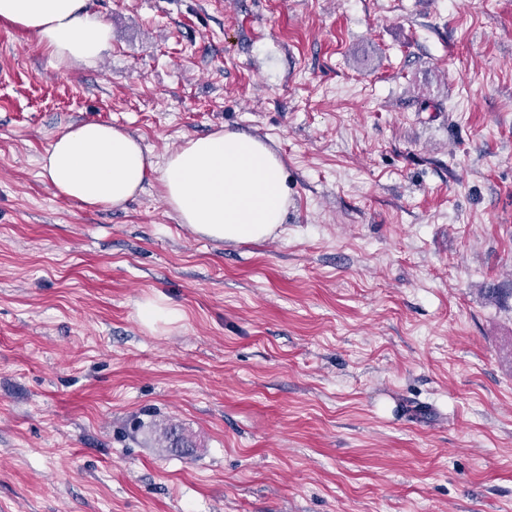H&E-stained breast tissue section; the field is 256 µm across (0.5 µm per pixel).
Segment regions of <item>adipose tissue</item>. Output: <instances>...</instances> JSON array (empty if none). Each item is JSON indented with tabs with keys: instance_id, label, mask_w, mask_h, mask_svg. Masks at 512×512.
I'll return each mask as SVG.
<instances>
[{
	"instance_id": "1",
	"label": "adipose tissue",
	"mask_w": 512,
	"mask_h": 512,
	"mask_svg": "<svg viewBox=\"0 0 512 512\" xmlns=\"http://www.w3.org/2000/svg\"><path fill=\"white\" fill-rule=\"evenodd\" d=\"M0 22L35 35L60 68L94 64L110 47V29L88 0H0ZM40 167L56 194L87 207L123 206L158 174L162 199L179 223L220 242L267 239L288 209L283 160L262 140L226 128L185 138L156 162L112 125L70 124Z\"/></svg>"
}]
</instances>
